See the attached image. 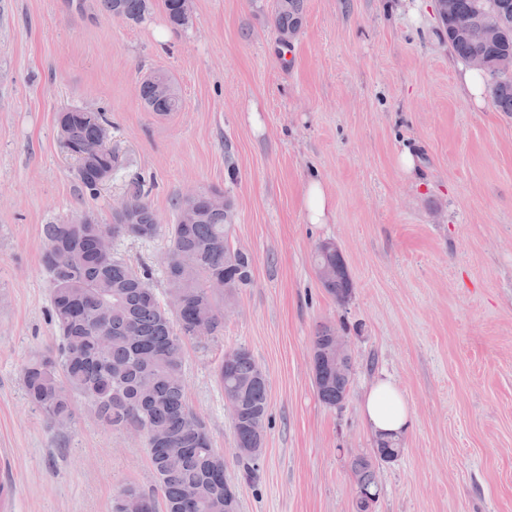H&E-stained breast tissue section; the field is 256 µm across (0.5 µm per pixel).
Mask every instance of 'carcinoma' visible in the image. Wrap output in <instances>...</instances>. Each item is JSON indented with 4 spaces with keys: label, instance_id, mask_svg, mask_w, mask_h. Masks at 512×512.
I'll list each match as a JSON object with an SVG mask.
<instances>
[{
    "label": "carcinoma",
    "instance_id": "carcinoma-1",
    "mask_svg": "<svg viewBox=\"0 0 512 512\" xmlns=\"http://www.w3.org/2000/svg\"><path fill=\"white\" fill-rule=\"evenodd\" d=\"M107 13L117 9L138 23L150 8L149 0H101ZM443 31L455 55L464 63L481 57L490 64L512 56V0H446ZM169 23L188 22L181 0H163ZM304 0H280L275 17L279 33L293 36L301 25ZM503 27L502 38L491 41L482 32L488 16ZM469 28L460 37L457 29ZM492 103L500 112L512 113V73L488 76ZM164 80L169 93L160 95L157 82ZM144 104L153 112L168 114L182 107L178 89L170 77L156 73L139 87ZM102 113L65 112L59 123L62 141L77 150L92 146L104 131ZM106 159L88 166L81 183L90 189L99 185ZM131 229L127 236L152 238L161 231L154 226L155 212L140 196L130 198ZM176 223L168 226L171 248L164 259L167 291L183 296L177 312L159 302L149 286L152 270L135 271L112 254L98 256L97 242L110 224L91 220L88 224H47L43 262L51 275L52 316L61 333L57 352L31 361L24 370L23 384L28 402L54 425L70 423L75 404L84 403L88 413L103 425L134 428L143 432L157 494H148L135 484L123 487L113 500L112 512H124L121 495L149 498L150 512H240L234 484L224 477V455L214 448L208 430L196 424L186 403L183 378L184 346L202 337L193 335L199 323L223 328L217 301L220 295L208 287L223 278L238 287L251 282L252 257L231 246L233 206L199 201L192 216L181 220L183 199L174 204ZM318 265H332L338 276L325 284L326 292L346 301L352 283L343 255L329 251L316 258ZM336 327L321 326L313 340V378L319 400L329 407L346 401L350 382L336 375L325 354L331 351ZM233 364H220L216 377L224 389L230 410L235 447H255L254 424L268 420V386L258 376V364L250 351ZM402 452L399 440L378 444L369 454L354 456L350 469L356 486L376 489L379 464L396 460Z\"/></svg>",
    "mask_w": 512,
    "mask_h": 512
}]
</instances>
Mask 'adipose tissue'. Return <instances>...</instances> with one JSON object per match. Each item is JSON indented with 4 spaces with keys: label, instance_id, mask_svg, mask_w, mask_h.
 <instances>
[{
    "label": "adipose tissue",
    "instance_id": "adipose-tissue-1",
    "mask_svg": "<svg viewBox=\"0 0 512 512\" xmlns=\"http://www.w3.org/2000/svg\"><path fill=\"white\" fill-rule=\"evenodd\" d=\"M362 412L375 436L395 437L412 424L410 407L403 394L385 377L373 380L364 395Z\"/></svg>",
    "mask_w": 512,
    "mask_h": 512
}]
</instances>
